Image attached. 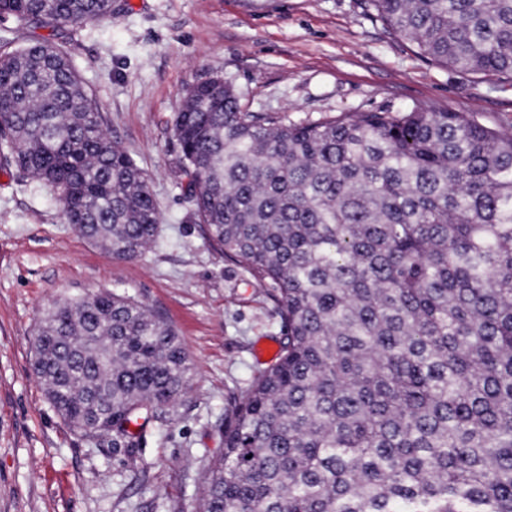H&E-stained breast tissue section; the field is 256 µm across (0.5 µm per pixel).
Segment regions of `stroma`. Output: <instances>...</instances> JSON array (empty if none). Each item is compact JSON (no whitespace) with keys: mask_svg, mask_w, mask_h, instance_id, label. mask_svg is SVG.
Instances as JSON below:
<instances>
[{"mask_svg":"<svg viewBox=\"0 0 512 512\" xmlns=\"http://www.w3.org/2000/svg\"><path fill=\"white\" fill-rule=\"evenodd\" d=\"M115 16L58 30L113 135L146 172L161 214L154 247L116 259L68 224L51 188L0 168V512H195L208 462L224 451V404L268 366L280 308L206 241L178 170L173 119L213 77L243 109L306 123L415 106L466 112L512 132V79L444 67L375 17L368 0H114ZM107 290L175 330L190 388L136 462L108 436L74 431L33 370V331L63 297Z\"/></svg>","mask_w":512,"mask_h":512,"instance_id":"1","label":"stroma"}]
</instances>
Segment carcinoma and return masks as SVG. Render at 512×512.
Segmentation results:
<instances>
[{
    "instance_id": "1",
    "label": "carcinoma",
    "mask_w": 512,
    "mask_h": 512,
    "mask_svg": "<svg viewBox=\"0 0 512 512\" xmlns=\"http://www.w3.org/2000/svg\"><path fill=\"white\" fill-rule=\"evenodd\" d=\"M370 4L432 60L512 77V0ZM113 14L0 0L34 30ZM173 133L209 245L272 285L286 330L224 407L197 512H512V134L423 107L288 124L218 77ZM0 162L117 258L157 240L146 174L57 44L0 53ZM33 347L56 413L131 461L189 388L176 332L128 296L52 303Z\"/></svg>"
}]
</instances>
